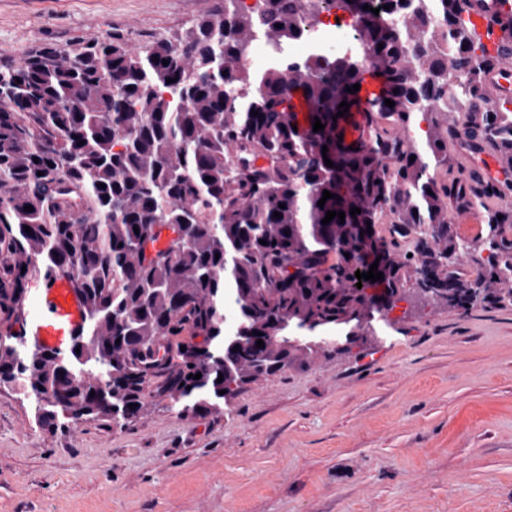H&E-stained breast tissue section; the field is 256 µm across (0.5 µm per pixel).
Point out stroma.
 Returning a JSON list of instances; mask_svg holds the SVG:
<instances>
[{
    "mask_svg": "<svg viewBox=\"0 0 512 512\" xmlns=\"http://www.w3.org/2000/svg\"><path fill=\"white\" fill-rule=\"evenodd\" d=\"M222 0H0V65ZM249 384L230 413L157 403L49 433L0 391V512H512V304L419 303Z\"/></svg>",
    "mask_w": 512,
    "mask_h": 512,
    "instance_id": "obj_1",
    "label": "stroma"
}]
</instances>
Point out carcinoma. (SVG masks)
I'll list each match as a JSON object with an SVG mask.
<instances>
[{"label":"carcinoma","mask_w":512,"mask_h":512,"mask_svg":"<svg viewBox=\"0 0 512 512\" xmlns=\"http://www.w3.org/2000/svg\"><path fill=\"white\" fill-rule=\"evenodd\" d=\"M464 2L382 0L389 25L363 9L371 0H224L152 42L111 32L0 68V309L22 320L29 282L60 272L88 306L61 356L5 330L0 390L53 433L121 429L155 400L183 417L226 412L245 386L374 332L379 289L393 303L409 289L460 309L511 301L512 202L471 189L482 228L461 235L439 177L450 125H476L512 158V113L484 82L497 59L471 37ZM332 8L360 19L355 45L288 58L284 46ZM257 40L275 58L252 72ZM368 61L385 88L364 102L347 88ZM298 91L314 110L295 131ZM359 111L370 137L349 141ZM325 190L335 197L320 207ZM328 211L345 222L322 224ZM369 241L384 268L374 283L355 278Z\"/></svg>","instance_id":"1"}]
</instances>
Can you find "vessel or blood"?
<instances>
[{"label": "vessel or blood", "instance_id": "obj_1", "mask_svg": "<svg viewBox=\"0 0 512 512\" xmlns=\"http://www.w3.org/2000/svg\"><path fill=\"white\" fill-rule=\"evenodd\" d=\"M464 17L474 39L500 58V66L486 72L485 82L494 100L512 108V0H467ZM454 147L462 159L459 182L464 187L478 180L501 189L512 185V162L504 160L475 128L460 129ZM448 217L461 228L471 229L480 222L478 210L456 197L448 200ZM33 292L35 309L24 322L25 335L44 350L67 352L87 317L84 296L66 273L37 279Z\"/></svg>", "mask_w": 512, "mask_h": 512}]
</instances>
